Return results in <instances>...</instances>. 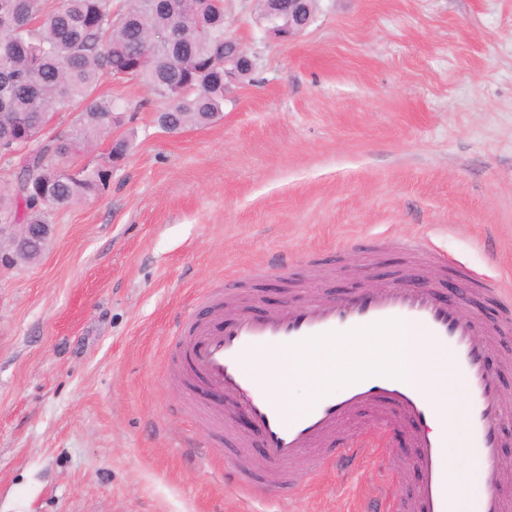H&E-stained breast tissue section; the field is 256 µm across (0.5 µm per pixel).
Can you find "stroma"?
I'll return each instance as SVG.
<instances>
[{"label": "stroma", "instance_id": "obj_1", "mask_svg": "<svg viewBox=\"0 0 512 512\" xmlns=\"http://www.w3.org/2000/svg\"><path fill=\"white\" fill-rule=\"evenodd\" d=\"M255 0L224 22L257 56L211 124L175 133L137 81L99 88L124 113L71 168L132 148L104 190L55 210L42 256L0 266V512H399L418 476L404 427L364 411L375 462L339 470L312 453L263 492L202 448L171 367L184 313L227 287L256 313L396 282L435 250L501 293L445 277L439 298L490 331L512 304V0H319L284 42ZM288 254L287 273L276 269Z\"/></svg>", "mask_w": 512, "mask_h": 512}]
</instances>
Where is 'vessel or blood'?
Segmentation results:
<instances>
[{
    "instance_id": "b4317fda",
    "label": "vessel or blood",
    "mask_w": 512,
    "mask_h": 512,
    "mask_svg": "<svg viewBox=\"0 0 512 512\" xmlns=\"http://www.w3.org/2000/svg\"><path fill=\"white\" fill-rule=\"evenodd\" d=\"M400 247L407 253L424 254L425 261L392 286L360 288L335 301L316 297L274 315L241 311L229 320L222 311L224 293L218 290L211 296L216 307L212 317L186 313L175 337L183 357L182 385L192 396L222 394L227 399L226 411L204 413L203 440L208 445L223 441L228 413L246 414L261 438L266 462L282 470L321 447L340 422L358 411L375 409L405 423L411 435L420 482L406 502V512H456L458 503L448 474L449 437L432 429L436 409L420 387L403 378L370 375L348 384L339 394L317 400L295 419L288 418L282 405L264 390L271 372L269 354L315 336L396 320L447 350L466 390L469 438L483 470L481 491L469 512H512V496L495 476L505 444L506 410L500 379L487 367L493 339L462 317L458 303L438 298L433 282L419 281L423 268H447L444 254L424 251L414 239L402 241ZM375 458V448L366 442L335 449L327 456L340 469ZM233 476L236 486L247 491L263 484L262 473L241 455L235 459Z\"/></svg>"
}]
</instances>
